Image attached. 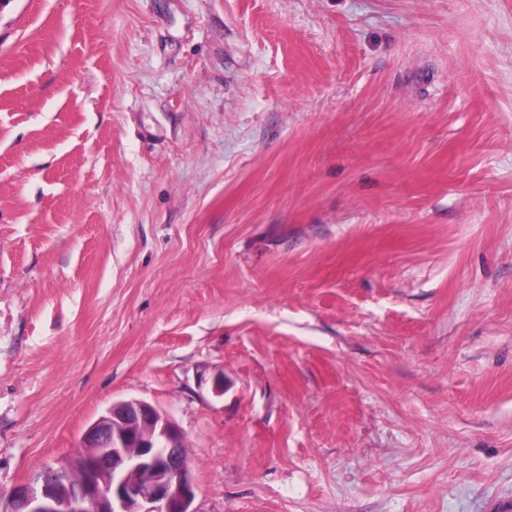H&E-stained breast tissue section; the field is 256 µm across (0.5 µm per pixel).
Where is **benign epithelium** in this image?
Listing matches in <instances>:
<instances>
[{
  "label": "benign epithelium",
  "mask_w": 512,
  "mask_h": 512,
  "mask_svg": "<svg viewBox=\"0 0 512 512\" xmlns=\"http://www.w3.org/2000/svg\"><path fill=\"white\" fill-rule=\"evenodd\" d=\"M68 469L89 478L61 488L47 472L17 485L0 512H193L196 485L182 430L152 405L118 402L82 439Z\"/></svg>",
  "instance_id": "obj_1"
}]
</instances>
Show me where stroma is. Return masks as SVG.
<instances>
[{
	"mask_svg": "<svg viewBox=\"0 0 512 512\" xmlns=\"http://www.w3.org/2000/svg\"><path fill=\"white\" fill-rule=\"evenodd\" d=\"M128 399L195 512L512 503V0H5L0 494Z\"/></svg>",
	"mask_w": 512,
	"mask_h": 512,
	"instance_id": "stroma-1",
	"label": "stroma"
}]
</instances>
